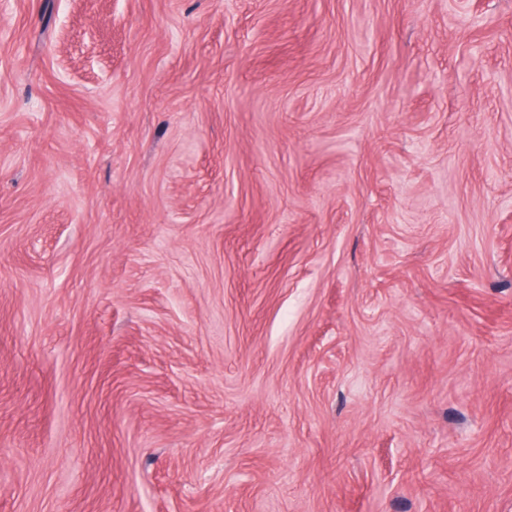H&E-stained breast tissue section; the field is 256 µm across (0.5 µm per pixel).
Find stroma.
Here are the masks:
<instances>
[{"mask_svg":"<svg viewBox=\"0 0 512 512\" xmlns=\"http://www.w3.org/2000/svg\"><path fill=\"white\" fill-rule=\"evenodd\" d=\"M0 512H512V0H0Z\"/></svg>","mask_w":512,"mask_h":512,"instance_id":"obj_1","label":"stroma"}]
</instances>
